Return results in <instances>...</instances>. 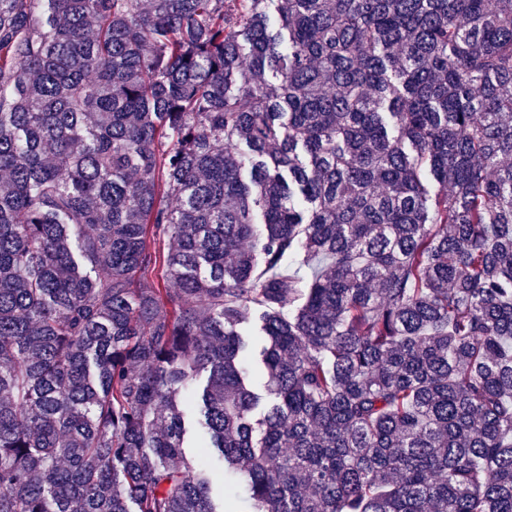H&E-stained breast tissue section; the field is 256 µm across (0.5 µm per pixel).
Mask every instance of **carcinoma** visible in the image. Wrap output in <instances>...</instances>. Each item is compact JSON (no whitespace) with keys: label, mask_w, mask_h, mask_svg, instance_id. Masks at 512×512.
I'll return each mask as SVG.
<instances>
[{"label":"carcinoma","mask_w":512,"mask_h":512,"mask_svg":"<svg viewBox=\"0 0 512 512\" xmlns=\"http://www.w3.org/2000/svg\"><path fill=\"white\" fill-rule=\"evenodd\" d=\"M235 2L0 0V512H512V0ZM216 473L217 476L214 485L215 494H217L221 500L223 499L224 510L228 512L246 508L248 505L246 493L240 487L236 486L232 480L227 477L224 478V473L221 472L220 468L216 470ZM224 485L226 489H228L225 495Z\"/></svg>","instance_id":"obj_1"}]
</instances>
